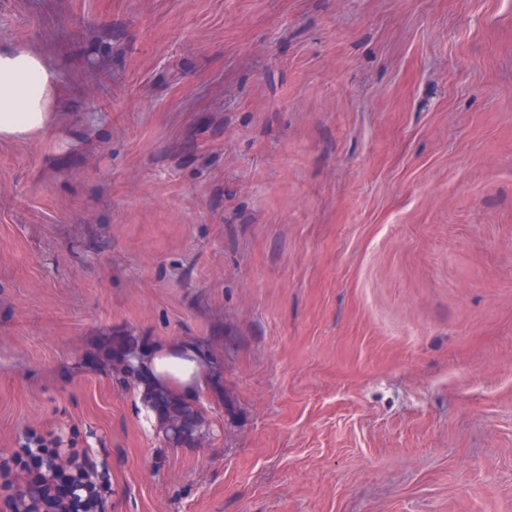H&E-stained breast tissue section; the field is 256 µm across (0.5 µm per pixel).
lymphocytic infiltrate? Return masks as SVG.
<instances>
[{
  "instance_id": "1",
  "label": "lymphocytic infiltrate",
  "mask_w": 512,
  "mask_h": 512,
  "mask_svg": "<svg viewBox=\"0 0 512 512\" xmlns=\"http://www.w3.org/2000/svg\"><path fill=\"white\" fill-rule=\"evenodd\" d=\"M111 494L108 471L76 442L33 432L0 457V498L10 512H104Z\"/></svg>"
}]
</instances>
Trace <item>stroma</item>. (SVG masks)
I'll list each match as a JSON object with an SVG mask.
<instances>
[{"instance_id":"obj_1","label":"stroma","mask_w":512,"mask_h":512,"mask_svg":"<svg viewBox=\"0 0 512 512\" xmlns=\"http://www.w3.org/2000/svg\"><path fill=\"white\" fill-rule=\"evenodd\" d=\"M0 454L106 512H512V0H0ZM203 352L170 446L117 340ZM56 79L43 55L0 48V139L32 138L52 128L59 92ZM58 458L64 465L51 467ZM2 492L6 512H104L112 483L75 439L61 448L52 434L32 432L12 456L0 457V498Z\"/></svg>"}]
</instances>
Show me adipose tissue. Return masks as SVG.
<instances>
[{
  "label": "adipose tissue",
  "instance_id": "obj_1",
  "mask_svg": "<svg viewBox=\"0 0 512 512\" xmlns=\"http://www.w3.org/2000/svg\"><path fill=\"white\" fill-rule=\"evenodd\" d=\"M56 74L41 54L0 48V139L32 138L48 132L55 119ZM145 361L161 381L185 386L199 368L191 347H156Z\"/></svg>",
  "mask_w": 512,
  "mask_h": 512
}]
</instances>
